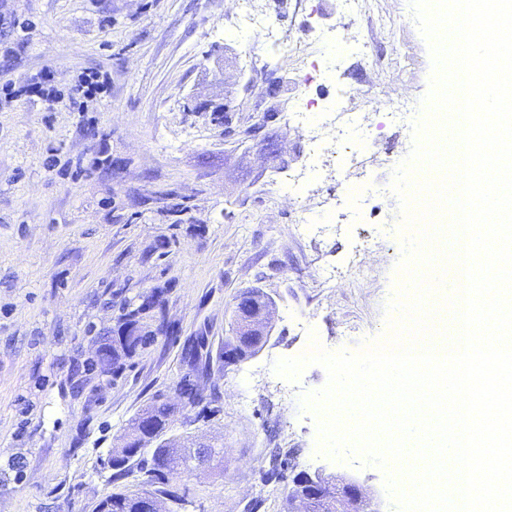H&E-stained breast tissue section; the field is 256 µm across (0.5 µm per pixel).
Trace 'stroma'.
Instances as JSON below:
<instances>
[{"mask_svg": "<svg viewBox=\"0 0 512 512\" xmlns=\"http://www.w3.org/2000/svg\"><path fill=\"white\" fill-rule=\"evenodd\" d=\"M281 28L278 89L263 81L270 53L249 54L231 0H0V88L42 69L59 100L0 105V512H95L105 495L136 491L139 474L112 481L104 467L128 419L184 374L190 337L210 341L200 388L220 413L193 432L224 443L223 471L179 474L188 512H284L287 481L261 486L274 448L297 468L355 479L398 512L385 470L317 454V416L300 398L281 407L274 364L304 353L355 351L388 333L387 305L403 284L394 173L425 119L432 61L410 0H366L384 26L349 16L343 0H261ZM327 69L326 85L308 83ZM103 93L85 110L69 96L82 73ZM355 93L371 112V148L358 149L368 203L305 236L279 201L280 184L308 149L287 127L290 106ZM233 109L216 122L212 107ZM407 105L409 128L389 124ZM279 141L277 158L261 152ZM374 240L363 255L364 240ZM161 288L164 323L117 375L91 357L126 304ZM276 303L269 343L225 367L239 295Z\"/></svg>", "mask_w": 512, "mask_h": 512, "instance_id": "1", "label": "stroma"}]
</instances>
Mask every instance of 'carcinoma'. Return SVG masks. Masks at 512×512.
Wrapping results in <instances>:
<instances>
[{"label": "carcinoma", "mask_w": 512, "mask_h": 512, "mask_svg": "<svg viewBox=\"0 0 512 512\" xmlns=\"http://www.w3.org/2000/svg\"><path fill=\"white\" fill-rule=\"evenodd\" d=\"M147 320H156L154 308L146 309L141 304L127 307L121 315V326L116 336L106 338L90 361V369L115 373L123 367L124 360L136 357L150 345L154 335L138 333V325ZM205 350L207 337L198 335L184 346L182 357L192 365L193 370H202L206 368L203 363ZM188 404L205 418L218 412L212 407V401L198 392L188 397ZM178 423L179 419L168 402L166 392L158 391L128 420L130 433L125 447H113L109 451L112 480L118 481L134 470L139 472L142 484L150 487L148 493L170 503L168 512H185L188 499L186 491L166 480V475L195 473L197 452L187 447V436L166 439L156 448L147 447V443L153 439L154 432H171ZM148 493L113 492L99 501L96 512H145L144 496Z\"/></svg>", "instance_id": "carcinoma-1"}]
</instances>
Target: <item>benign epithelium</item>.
<instances>
[{
    "label": "benign epithelium",
    "instance_id": "1",
    "mask_svg": "<svg viewBox=\"0 0 512 512\" xmlns=\"http://www.w3.org/2000/svg\"><path fill=\"white\" fill-rule=\"evenodd\" d=\"M237 310L246 317V323L267 335L273 328L275 305H258L253 300L239 297ZM244 346L236 342L224 348V367L244 361ZM288 512H382L375 499L362 485L349 478L334 479L320 472L300 471L288 476Z\"/></svg>",
    "mask_w": 512,
    "mask_h": 512
}]
</instances>
